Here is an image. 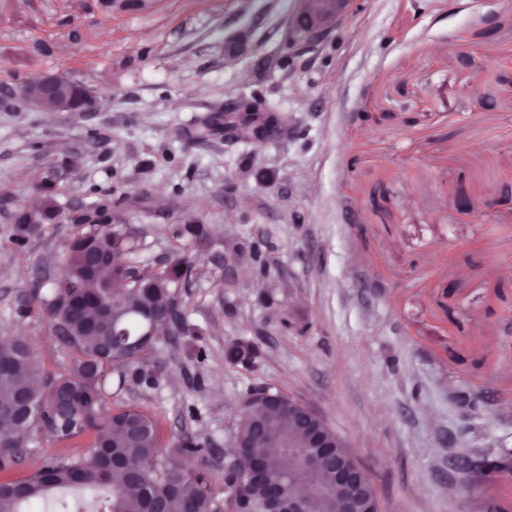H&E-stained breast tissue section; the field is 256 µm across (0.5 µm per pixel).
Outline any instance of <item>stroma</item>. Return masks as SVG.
Returning <instances> with one entry per match:
<instances>
[{"label":"stroma","mask_w":512,"mask_h":512,"mask_svg":"<svg viewBox=\"0 0 512 512\" xmlns=\"http://www.w3.org/2000/svg\"><path fill=\"white\" fill-rule=\"evenodd\" d=\"M296 9L6 0L0 85L65 71L100 103L0 108V338L68 368L48 318L14 306L55 271L75 217L132 225L152 265L175 253L172 227L207 225L184 296L200 336H159L151 383H110V409L152 417L162 449L205 444L189 465L219 490L236 413L263 387L339 434L382 512H512V466L468 473L512 452V0H351L316 42L291 34ZM239 99L278 115V134L200 135ZM49 176L62 217L16 246V213ZM239 342L253 363L228 359ZM57 449L30 432L0 482Z\"/></svg>","instance_id":"stroma-1"}]
</instances>
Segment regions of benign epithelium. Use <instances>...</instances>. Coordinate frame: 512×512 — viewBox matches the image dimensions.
Instances as JSON below:
<instances>
[{
  "instance_id": "7a95c632",
  "label": "benign epithelium",
  "mask_w": 512,
  "mask_h": 512,
  "mask_svg": "<svg viewBox=\"0 0 512 512\" xmlns=\"http://www.w3.org/2000/svg\"><path fill=\"white\" fill-rule=\"evenodd\" d=\"M297 33L302 39L327 32L341 16V7L349 0H297ZM24 103L44 112H95L99 107V92L64 72L47 71L37 80L19 87L0 88V103ZM278 128V119L271 112H259L253 105L237 102L224 111V138L229 141L251 140L262 142ZM255 357L254 347L238 343L228 352L234 363L249 364ZM288 405L296 407L295 420L310 443L288 444V480L296 488L311 486L314 496L298 493L286 500L277 499L271 512H315L319 501L336 494V512H351L352 500L357 496L370 499L380 506L370 476L362 464L348 450L341 438L331 444L324 437L329 431L324 420L310 407L290 398Z\"/></svg>"
}]
</instances>
